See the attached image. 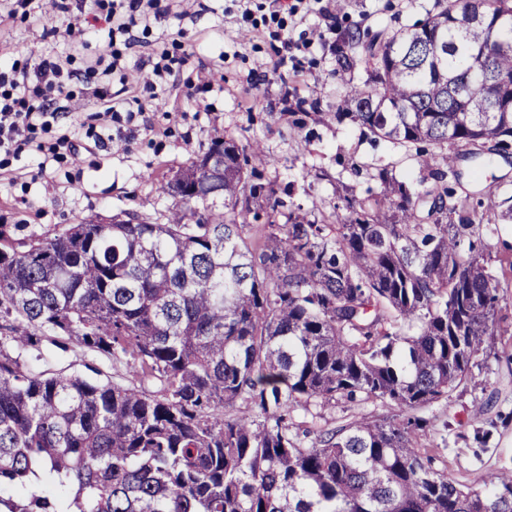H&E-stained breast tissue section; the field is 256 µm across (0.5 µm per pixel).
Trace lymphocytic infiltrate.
Listing matches in <instances>:
<instances>
[{
    "label": "lymphocytic infiltrate",
    "mask_w": 512,
    "mask_h": 512,
    "mask_svg": "<svg viewBox=\"0 0 512 512\" xmlns=\"http://www.w3.org/2000/svg\"><path fill=\"white\" fill-rule=\"evenodd\" d=\"M206 11L204 0H58L60 25L52 35L61 37L69 50L49 51L38 56L15 57L9 48L0 49V153L11 156L23 150L50 151L54 160L74 153L69 133L59 130L69 102L93 98L101 109L98 121L134 120L157 100L158 82L182 80L188 95L200 90L187 67L188 52L182 36L152 38L153 24L166 13L188 15L190 8ZM107 28L108 39L88 51L91 33ZM149 45L142 66L151 69L155 80L140 94L113 99L109 87L113 74L125 71L134 47ZM53 134L51 146L38 137Z\"/></svg>",
    "instance_id": "1"
}]
</instances>
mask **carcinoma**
I'll list each match as a JSON object with an SVG mask.
<instances>
[{"mask_svg": "<svg viewBox=\"0 0 512 512\" xmlns=\"http://www.w3.org/2000/svg\"><path fill=\"white\" fill-rule=\"evenodd\" d=\"M331 54L346 111L321 121L415 148L419 185L380 164L364 198L336 180L329 221L256 230L284 206L271 157L218 133L224 177L193 161L172 180L222 211L178 200L164 223L92 217L17 246L0 231V512H512V469L465 489L416 446L422 412L484 388L477 359L497 355L483 229L512 200L447 177L479 151L512 160V0H435L392 34L342 29ZM45 340L127 382L34 369ZM378 401L399 414L309 446L288 422Z\"/></svg>", "mask_w": 512, "mask_h": 512, "instance_id": "obj_1", "label": "carcinoma"}]
</instances>
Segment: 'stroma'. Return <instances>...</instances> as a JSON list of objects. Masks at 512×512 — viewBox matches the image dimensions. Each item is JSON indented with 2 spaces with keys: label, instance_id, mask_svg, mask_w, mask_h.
Instances as JSON below:
<instances>
[{
  "label": "stroma",
  "instance_id": "35a3bbf8",
  "mask_svg": "<svg viewBox=\"0 0 512 512\" xmlns=\"http://www.w3.org/2000/svg\"><path fill=\"white\" fill-rule=\"evenodd\" d=\"M335 20L327 27L320 10L299 7L288 16L281 38L244 21V0H208L198 16L157 20L153 34L164 38L187 33L189 66L210 92L188 97L182 85L169 82L154 111L133 123L95 125L96 100L76 105L66 123L79 146L74 157L56 162L25 153L0 164V225L13 227L17 241L59 232L90 216L109 218L135 213L164 222L173 197L164 184L181 167L208 151L215 134L244 144L261 140L272 163L263 180L286 203L275 215L285 223L289 209L308 218L329 219L336 208V183L356 184L360 194L376 189L375 164L394 162L397 179L420 178L414 150L398 144L363 141L351 121L325 124L321 112L343 111L342 86L336 78L330 46L338 31L358 25L373 31L395 32L423 20L435 0H322ZM54 9L39 8L26 26L0 28V41L18 53L39 54ZM305 100L308 115L295 122L284 112L283 94ZM101 138L89 146V135ZM462 183L471 192L492 184L498 198L512 197V165L496 159L461 164ZM484 242L499 276L507 284L496 318L499 359L483 367L484 389L456 392L425 411L430 421L420 447H440V461L457 481L481 489L484 473L512 469V223L489 225ZM49 369L75 371L91 364L102 379L121 382L123 367L111 359L76 348L52 349ZM491 431L486 444L477 435Z\"/></svg>",
  "mask_w": 512,
  "mask_h": 512
}]
</instances>
